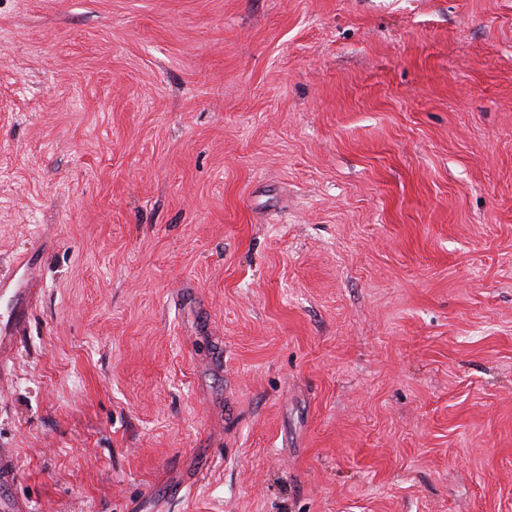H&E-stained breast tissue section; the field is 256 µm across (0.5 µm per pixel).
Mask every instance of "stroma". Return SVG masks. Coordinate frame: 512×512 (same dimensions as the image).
<instances>
[{
  "label": "stroma",
  "instance_id": "1",
  "mask_svg": "<svg viewBox=\"0 0 512 512\" xmlns=\"http://www.w3.org/2000/svg\"><path fill=\"white\" fill-rule=\"evenodd\" d=\"M0 332L27 512H512V0H0Z\"/></svg>",
  "mask_w": 512,
  "mask_h": 512
}]
</instances>
